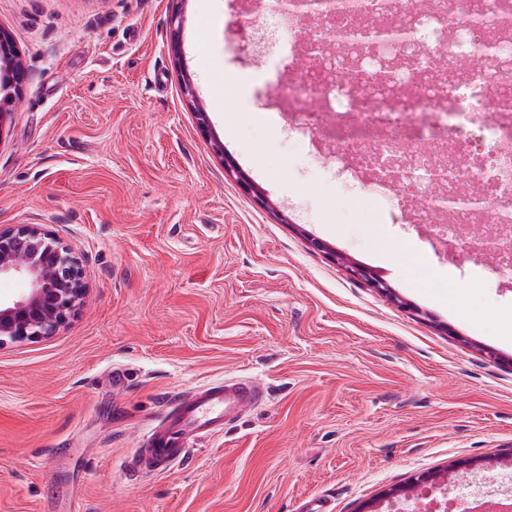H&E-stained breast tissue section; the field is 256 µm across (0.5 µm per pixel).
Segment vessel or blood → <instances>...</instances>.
Segmentation results:
<instances>
[{
  "mask_svg": "<svg viewBox=\"0 0 512 512\" xmlns=\"http://www.w3.org/2000/svg\"><path fill=\"white\" fill-rule=\"evenodd\" d=\"M262 398V386L249 379H227L172 398L147 429L136 465L146 473L167 474L186 460L196 441L222 432Z\"/></svg>",
  "mask_w": 512,
  "mask_h": 512,
  "instance_id": "1",
  "label": "vessel or blood"
}]
</instances>
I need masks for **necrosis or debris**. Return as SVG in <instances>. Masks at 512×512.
Wrapping results in <instances>:
<instances>
[{
    "mask_svg": "<svg viewBox=\"0 0 512 512\" xmlns=\"http://www.w3.org/2000/svg\"><path fill=\"white\" fill-rule=\"evenodd\" d=\"M498 35L487 40L489 19ZM397 21L409 39L346 49L339 59L302 57L288 46L296 90L316 102L331 125H353L355 137L339 141L341 178L365 190L390 194L408 189L423 220L446 212L438 245L460 240L465 226H512V0H336L334 30L361 27L364 20ZM465 56L476 67L462 66ZM361 75L341 81L337 70ZM391 80L382 86L380 73ZM414 132L410 146L417 165L394 178L402 131ZM466 142L467 154L444 163L440 173L426 166L440 145ZM458 202L444 210L442 199Z\"/></svg>",
    "mask_w": 512,
    "mask_h": 512,
    "instance_id": "4bbe7bcc",
    "label": "necrosis or debris"
}]
</instances>
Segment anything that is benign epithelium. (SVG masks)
<instances>
[{
  "mask_svg": "<svg viewBox=\"0 0 512 512\" xmlns=\"http://www.w3.org/2000/svg\"><path fill=\"white\" fill-rule=\"evenodd\" d=\"M301 18L319 17L336 10V0H287ZM405 27L396 24L347 29L338 32L345 43L396 41L406 38ZM0 60L12 74L14 91L6 96L13 103L25 80V69L9 36L0 30ZM354 273L380 293L395 300L393 289L378 274L363 266ZM0 278H19L27 289L11 301L0 300V348L24 339L53 335L74 314L85 288L80 259L47 226L17 224L0 227ZM443 500L425 503L413 499L411 512H448V488H440Z\"/></svg>",
  "mask_w": 512,
  "mask_h": 512,
  "instance_id": "benign-epithelium-1",
  "label": "benign epithelium"
}]
</instances>
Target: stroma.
<instances>
[{
  "label": "stroma",
  "mask_w": 512,
  "mask_h": 512,
  "mask_svg": "<svg viewBox=\"0 0 512 512\" xmlns=\"http://www.w3.org/2000/svg\"><path fill=\"white\" fill-rule=\"evenodd\" d=\"M246 8L0 0L26 70L0 122V226L47 225L86 283L55 335L0 348V512H362L391 491L405 512L420 474L512 463V278L391 223L337 181L331 141L304 148L226 81L254 72ZM232 376L263 387L254 410L166 475L124 469L169 397Z\"/></svg>",
  "instance_id": "35a3bbf8"
}]
</instances>
